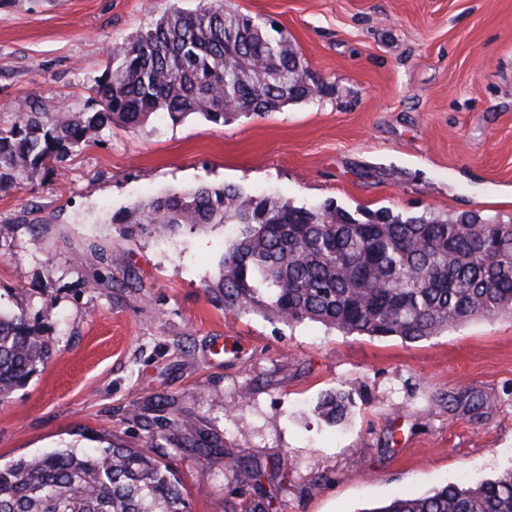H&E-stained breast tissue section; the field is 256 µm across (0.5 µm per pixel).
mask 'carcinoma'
<instances>
[{
	"instance_id": "cac0c4a2",
	"label": "carcinoma",
	"mask_w": 512,
	"mask_h": 512,
	"mask_svg": "<svg viewBox=\"0 0 512 512\" xmlns=\"http://www.w3.org/2000/svg\"><path fill=\"white\" fill-rule=\"evenodd\" d=\"M329 85L305 67L288 34L238 12L226 0L194 11L173 8L121 46L96 80L97 108L43 112L28 100L0 125V190L56 171L115 124L136 130L155 114L262 116ZM125 237H170L230 224L235 236L209 300L226 312L314 321L345 335L419 342L471 320L512 315V217L466 211L402 217L387 209L360 219L332 204L298 207L201 184L112 214ZM50 358L29 311L0 309V396L25 386ZM315 412L336 423L340 392ZM179 450L222 457L194 426L173 420ZM255 498L244 512H272L261 467L236 463ZM0 512H189L178 479L157 459L122 444L95 452L74 446L0 465ZM366 512H512V469L476 485L446 484L400 495Z\"/></svg>"
}]
</instances>
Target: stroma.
<instances>
[{
	"label": "stroma",
	"instance_id": "1",
	"mask_svg": "<svg viewBox=\"0 0 512 512\" xmlns=\"http://www.w3.org/2000/svg\"><path fill=\"white\" fill-rule=\"evenodd\" d=\"M199 0H0V123L28 98L91 111L120 45ZM282 27L328 93L221 124L153 117L106 130L64 167L0 191V308L33 309L52 356L0 397V462L74 445L148 449L189 512H231L235 463L274 466V512H367L402 493L512 468V317L433 338L346 335L233 314L206 288L230 228L126 238L113 212L206 183L359 214L512 215V0H228ZM51 217L50 232L33 231ZM138 281L122 290L97 272ZM342 390L347 418L318 398ZM487 398L480 411L453 395ZM174 401L154 409L157 398ZM192 423L226 456L174 450ZM346 400L341 392L326 393L318 400L314 411L327 421L339 422L347 413Z\"/></svg>",
	"mask_w": 512,
	"mask_h": 512
}]
</instances>
